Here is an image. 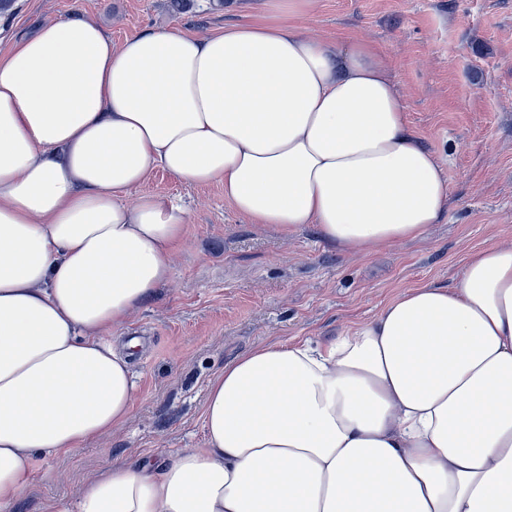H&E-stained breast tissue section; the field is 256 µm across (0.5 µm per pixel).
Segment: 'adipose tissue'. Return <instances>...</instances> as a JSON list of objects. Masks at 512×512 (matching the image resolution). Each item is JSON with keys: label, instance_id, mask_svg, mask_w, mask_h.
Here are the masks:
<instances>
[{"label": "adipose tissue", "instance_id": "1", "mask_svg": "<svg viewBox=\"0 0 512 512\" xmlns=\"http://www.w3.org/2000/svg\"><path fill=\"white\" fill-rule=\"evenodd\" d=\"M271 20L113 45L80 15L0 54V512L38 451L129 417L112 338L170 280L187 210L162 168L346 254L426 236L449 199L382 51ZM204 447L109 466L54 512H512V243L328 342L259 345L204 403Z\"/></svg>", "mask_w": 512, "mask_h": 512}]
</instances>
